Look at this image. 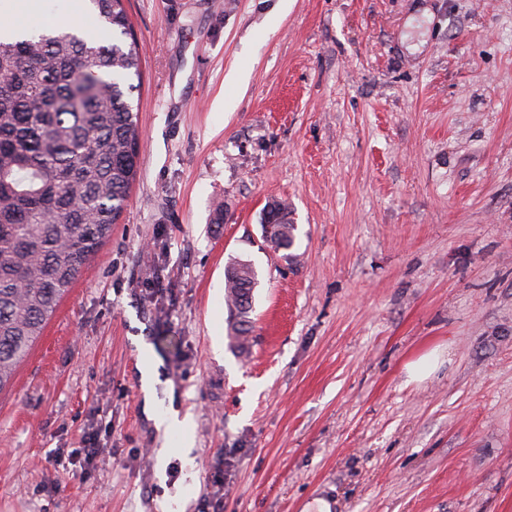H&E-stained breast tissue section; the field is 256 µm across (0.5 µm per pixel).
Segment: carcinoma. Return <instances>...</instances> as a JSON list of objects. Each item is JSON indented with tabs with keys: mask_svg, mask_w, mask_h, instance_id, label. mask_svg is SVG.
Listing matches in <instances>:
<instances>
[{
	"mask_svg": "<svg viewBox=\"0 0 512 512\" xmlns=\"http://www.w3.org/2000/svg\"><path fill=\"white\" fill-rule=\"evenodd\" d=\"M112 30L99 44L66 22L0 34V390L112 234L137 175L141 52L125 0H88ZM272 247L293 245L288 204L268 212ZM257 273L227 266L235 335L247 334Z\"/></svg>",
	"mask_w": 512,
	"mask_h": 512,
	"instance_id": "1",
	"label": "carcinoma"
}]
</instances>
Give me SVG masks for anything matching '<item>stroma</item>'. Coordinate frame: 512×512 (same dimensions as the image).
Returning <instances> with one entry per match:
<instances>
[{"mask_svg": "<svg viewBox=\"0 0 512 512\" xmlns=\"http://www.w3.org/2000/svg\"><path fill=\"white\" fill-rule=\"evenodd\" d=\"M84 2L38 19L104 38ZM126 8L138 176L0 390V512H512V0ZM269 236H266L275 249H287L293 245L295 225L288 221V204L277 202L270 205L268 212ZM257 284V273L248 261L234 260L227 266L225 276L226 300L228 305L235 310L237 326L235 338L245 336L249 325V313L252 310V291ZM158 428H162L164 433L177 432L184 440L185 445H191L193 442V433L191 422L187 417L180 418L177 411L169 409L166 413L156 417Z\"/></svg>", "mask_w": 512, "mask_h": 512, "instance_id": "1", "label": "stroma"}]
</instances>
